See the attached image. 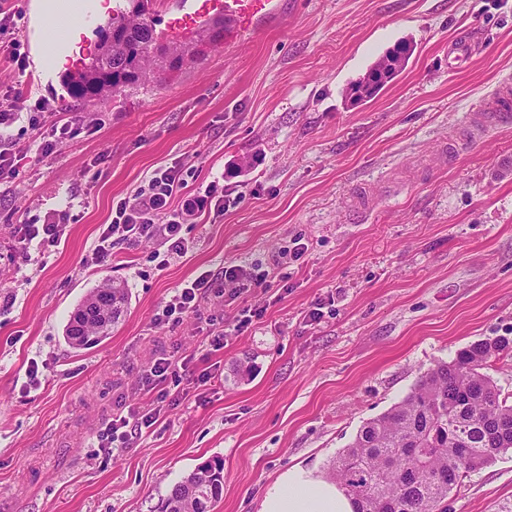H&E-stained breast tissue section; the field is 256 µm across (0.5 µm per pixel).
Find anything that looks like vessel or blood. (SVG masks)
I'll return each mask as SVG.
<instances>
[{
  "instance_id": "obj_1",
  "label": "vessel or blood",
  "mask_w": 512,
  "mask_h": 512,
  "mask_svg": "<svg viewBox=\"0 0 512 512\" xmlns=\"http://www.w3.org/2000/svg\"><path fill=\"white\" fill-rule=\"evenodd\" d=\"M280 12L281 0H195L191 11L171 20L166 36L174 42L184 41L218 19L223 20L225 32L231 34L257 31ZM470 118L484 129L512 124V82H500L491 99Z\"/></svg>"
}]
</instances>
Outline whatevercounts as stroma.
Returning <instances> with one entry per match:
<instances>
[{"label": "stroma", "instance_id": "1", "mask_svg": "<svg viewBox=\"0 0 512 512\" xmlns=\"http://www.w3.org/2000/svg\"><path fill=\"white\" fill-rule=\"evenodd\" d=\"M46 2L0 0L19 17L26 55L21 71L0 53V94L49 107L39 128L21 112L0 136L25 143L51 139L57 120L79 127L0 181V512H159L210 461L224 465L215 512H259L288 470L324 477L436 363L512 338V126L474 133L468 120L512 78V0H282L266 29L94 107L67 94L56 44L69 29L50 25ZM61 2L74 6L89 57L108 13L99 0ZM457 39L471 41L472 59L452 70ZM401 42L412 54L393 79L350 100ZM173 165L188 172L186 194L219 186L230 206L184 225L190 248L176 262L125 241L97 265L113 202ZM357 197L369 212L353 210ZM65 206L60 242L18 258L15 227ZM231 264L257 267L262 286L155 323L175 288ZM106 280L125 286L128 311L98 345L72 348L64 330ZM170 354L190 368L163 383L177 408L106 454L99 432L121 405L152 408L157 393L140 378ZM446 512H512V450L470 473Z\"/></svg>", "mask_w": 512, "mask_h": 512}]
</instances>
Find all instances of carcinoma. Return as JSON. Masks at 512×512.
<instances>
[{
    "label": "carcinoma",
    "instance_id": "cac0c4a2",
    "mask_svg": "<svg viewBox=\"0 0 512 512\" xmlns=\"http://www.w3.org/2000/svg\"><path fill=\"white\" fill-rule=\"evenodd\" d=\"M135 12L118 11L98 27L93 56L70 74L67 89L77 102L94 105L108 96L145 88L182 70L175 57L154 59L170 47L198 58V47L213 42L216 22L184 42L165 40L148 12L149 0H132ZM115 33L112 43L105 27ZM122 285L89 291L65 329L76 349L95 345L110 335L128 309ZM512 353V342L500 338L475 342L449 362H439L422 375L411 392L380 416L367 421L351 445L329 464L330 476L354 499L356 512H439L469 473L512 449V403L486 372L489 363ZM457 460H448V449ZM224 491V466L195 468L176 483L163 512H214Z\"/></svg>",
    "mask_w": 512,
    "mask_h": 512
}]
</instances>
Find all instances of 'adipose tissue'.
<instances>
[{"label": "adipose tissue", "mask_w": 512, "mask_h": 512, "mask_svg": "<svg viewBox=\"0 0 512 512\" xmlns=\"http://www.w3.org/2000/svg\"><path fill=\"white\" fill-rule=\"evenodd\" d=\"M355 506L338 484L306 478L293 469L266 490L260 512H354Z\"/></svg>", "instance_id": "ef3b65f1"}]
</instances>
